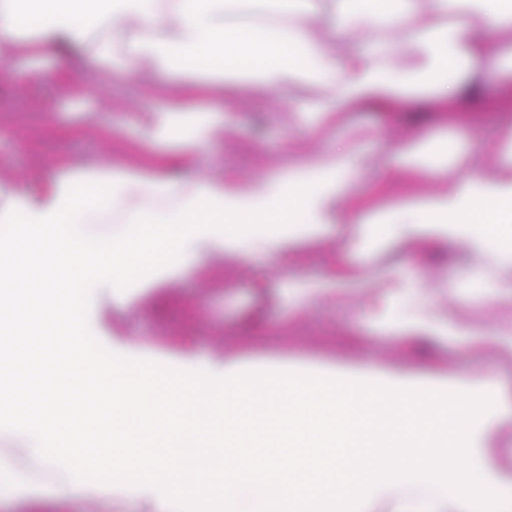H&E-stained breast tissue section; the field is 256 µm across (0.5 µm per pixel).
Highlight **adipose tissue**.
I'll return each instance as SVG.
<instances>
[{
    "label": "adipose tissue",
    "mask_w": 512,
    "mask_h": 512,
    "mask_svg": "<svg viewBox=\"0 0 512 512\" xmlns=\"http://www.w3.org/2000/svg\"><path fill=\"white\" fill-rule=\"evenodd\" d=\"M237 0H0V56L35 60L48 55L70 63L88 60L106 81L136 77L142 63L155 72L196 81L202 74L231 69L267 91L289 89L298 112L334 105L392 108L423 102L449 112L467 101L465 89L477 65L504 61L500 88L512 93V0H255L267 20L248 27L233 23ZM362 21L371 30L363 48L335 49L328 36ZM318 175L290 171L282 193L257 211L253 191H225L205 181L163 176L142 180L122 171L94 178L96 191L81 193L82 178L58 179L46 197H34L0 183L8 212L0 222L17 225L19 266L40 267L50 259V285L38 300L47 309H66L68 293L85 273L70 256L69 231L89 211L124 210L136 234L146 228L174 229L179 244L195 245L194 228L223 223L227 214L262 215L285 222L301 206L328 210L346 185L333 161L317 163ZM442 192L419 205L420 230L452 241L463 238L486 204L512 205V152L487 174L465 170L455 159ZM175 198L159 211L156 197ZM53 381L74 397L94 400L101 416L83 423V442L71 436L73 423L51 397L36 415L51 424L60 447L76 461L94 455L92 442L108 431L113 468L125 471L129 492H140V474H159L163 460L135 453L126 421L149 413L152 402L114 380L103 369L89 370L77 348L56 364Z\"/></svg>",
    "instance_id": "ef3b65f1"
}]
</instances>
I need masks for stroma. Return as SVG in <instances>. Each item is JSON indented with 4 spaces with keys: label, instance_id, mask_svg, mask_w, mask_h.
<instances>
[{
    "label": "stroma",
    "instance_id": "stroma-1",
    "mask_svg": "<svg viewBox=\"0 0 512 512\" xmlns=\"http://www.w3.org/2000/svg\"><path fill=\"white\" fill-rule=\"evenodd\" d=\"M15 76L0 80V180L20 189L43 185L71 170L118 167L144 179L179 158L185 179L256 190L264 200L278 193L289 170H309L330 155L350 153L347 188L337 210H303L291 222L205 224L188 251L163 231H152L143 258L124 275L122 294L92 302L89 328L108 350L166 366L218 376L280 370L382 383L403 377L419 386L480 391L497 377L512 397V299L505 301L469 284L477 258L474 224L461 241H437L410 233L404 224H379L381 253L357 244V227L341 212L360 208L378 215L402 212L418 199L439 194L445 172H413L404 152L415 135L459 144L471 172L482 173L512 147L498 126V65L486 62L483 79L490 104L467 107L459 117L434 113L422 127L404 113L350 108L342 121L319 115L293 119L287 97L273 98L244 85L220 98L206 84L180 94L181 139L157 137L149 116L169 99L158 85L172 75L143 66L128 82L104 88L90 79L59 94L26 76L21 60L8 63ZM209 112L212 128L200 146L185 141L197 112ZM387 178H380V168ZM437 317L454 321L458 335L420 352L396 323ZM0 354L14 371L0 376V412L28 417L41 396L53 394L75 421L86 405L54 388L52 363L65 356L63 337L50 328L20 336L0 335ZM472 456L483 473L512 479V426L484 416L473 430ZM27 469L12 462V487L0 494V512H166L156 491L127 493L123 478L105 480L106 456L75 470L59 448L35 455Z\"/></svg>",
    "mask_w": 512,
    "mask_h": 512
}]
</instances>
